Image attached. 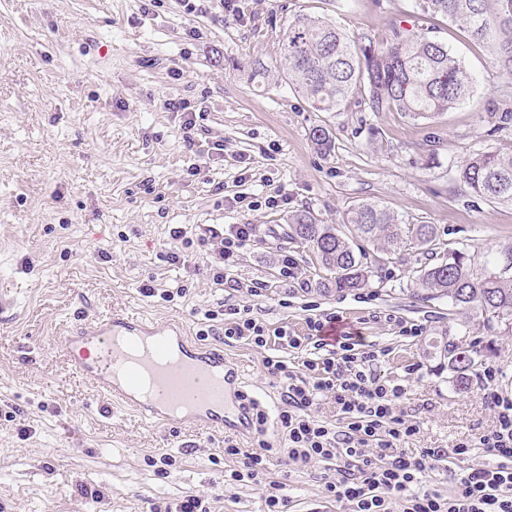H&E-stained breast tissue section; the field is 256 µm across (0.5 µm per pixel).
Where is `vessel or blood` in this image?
<instances>
[{
    "mask_svg": "<svg viewBox=\"0 0 512 512\" xmlns=\"http://www.w3.org/2000/svg\"><path fill=\"white\" fill-rule=\"evenodd\" d=\"M73 371L149 423L194 422L250 431L240 375L223 350L199 346L176 324L112 312L76 324L64 338Z\"/></svg>",
    "mask_w": 512,
    "mask_h": 512,
    "instance_id": "1",
    "label": "vessel or blood"
}]
</instances>
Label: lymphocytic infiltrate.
Instances as JSON below:
<instances>
[{
  "label": "lymphocytic infiltrate",
  "mask_w": 512,
  "mask_h": 512,
  "mask_svg": "<svg viewBox=\"0 0 512 512\" xmlns=\"http://www.w3.org/2000/svg\"><path fill=\"white\" fill-rule=\"evenodd\" d=\"M251 234L248 224L209 226L194 239L185 230L176 232L185 246L203 247L209 275L218 285L226 281L228 268ZM251 312L247 304L205 310L209 325L198 335H215L219 330L214 322L220 319L225 340H244L263 348L275 337L290 348L300 347L298 337L284 330L269 333ZM361 343L358 333L342 332L328 343L325 355L304 360L299 375L289 371L284 360L265 357L268 375L282 385V407L275 421L285 435L289 464L304 469L326 463V498L349 506L351 512H512V397L498 391L487 394L494 419L478 440L465 438L450 449L406 447L418 428L396 406L405 389L381 381L376 373L380 352L362 349ZM325 396L333 398L343 428L318 417L316 409ZM267 421L265 411L253 408L252 428L260 436L257 450L245 451L233 443L225 446V456L238 461L231 472L233 480L254 481L268 470L271 448L263 439ZM477 445L497 457L498 465L468 467L448 496L435 491L411 493V485L432 471L436 462L469 456Z\"/></svg>",
  "instance_id": "obj_1"
}]
</instances>
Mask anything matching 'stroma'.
<instances>
[{"label":"stroma","instance_id":"35a3bbf8","mask_svg":"<svg viewBox=\"0 0 512 512\" xmlns=\"http://www.w3.org/2000/svg\"><path fill=\"white\" fill-rule=\"evenodd\" d=\"M415 2L235 0V17L221 20L186 13L181 0H0V512H150L191 494L210 512H263V485L224 480L226 441L252 450L256 436L147 423L107 406L67 364V327L116 309L194 334L198 309L246 301L267 329L301 337L297 349L274 337L263 348L208 339L272 417L280 387L264 357L300 370L318 355L308 319L333 313L384 351L378 374L404 386L398 406L419 427L409 447L449 448L490 428L483 370L497 369V390L512 395V335L497 337L467 387L455 386L437 345L464 335L468 316L417 296L421 249L385 255L351 237L373 274L365 288L340 291L312 249L286 236L298 212L339 227L353 206L376 202L402 223L436 225L442 251L467 250L480 264L512 247V208L458 180L474 153L512 154V123L496 112L512 81L461 24ZM299 14L351 37L424 33L465 64L474 91L427 119L363 105L313 111L281 66L283 34ZM181 100L196 113L192 151L172 108ZM316 125L328 127L330 151L312 142ZM225 224L253 230L220 286L171 232ZM173 252L184 262H168ZM285 256L295 277L280 272ZM255 281L263 295L247 296ZM147 284L187 295L168 303L145 296ZM413 324L417 336L401 333ZM474 463L497 460L473 448L412 490L448 494ZM324 474L321 463L282 465L271 477L285 485L287 512H347L325 500Z\"/></svg>","mask_w":512,"mask_h":512}]
</instances>
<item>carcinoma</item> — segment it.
Listing matches in <instances>:
<instances>
[{
  "instance_id": "cac0c4a2",
  "label": "carcinoma",
  "mask_w": 512,
  "mask_h": 512,
  "mask_svg": "<svg viewBox=\"0 0 512 512\" xmlns=\"http://www.w3.org/2000/svg\"><path fill=\"white\" fill-rule=\"evenodd\" d=\"M417 6L464 25L475 41L489 48L499 73L512 78V0H417ZM283 70L288 84L317 112H339L359 93L373 112H402L413 119L455 108L475 83L462 61L437 40L411 30L396 31L386 42L350 38L336 25L304 14L288 24ZM310 136L319 149H331L327 127H313ZM458 179L472 192L512 206V155L478 152L460 166ZM347 223L387 253L413 244L435 254V225L400 224L378 204L353 208ZM289 229V238L310 245L336 288L356 291L367 286L370 270L334 225L300 212L291 218ZM415 287L427 299L446 298L453 308L483 319L488 333L499 326L512 330V270H502L499 260L479 267L467 252L454 250L418 270ZM492 343L473 336L465 344L463 337L450 336L441 354L449 367L464 373Z\"/></svg>"
}]
</instances>
